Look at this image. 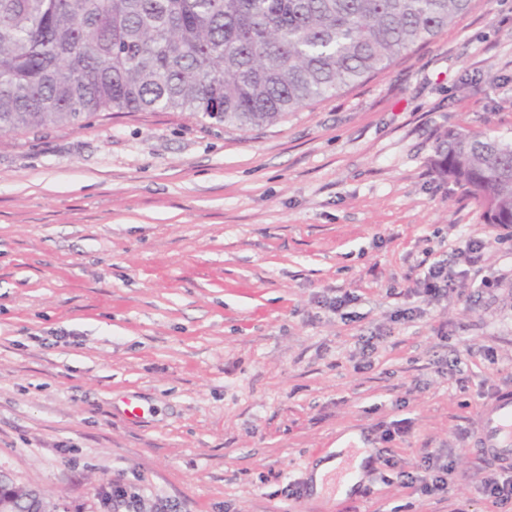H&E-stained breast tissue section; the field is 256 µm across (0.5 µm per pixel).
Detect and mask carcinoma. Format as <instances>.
I'll return each instance as SVG.
<instances>
[{"label":"carcinoma","instance_id":"1","mask_svg":"<svg viewBox=\"0 0 512 512\" xmlns=\"http://www.w3.org/2000/svg\"><path fill=\"white\" fill-rule=\"evenodd\" d=\"M471 0H0V133L98 112L273 124L388 67ZM432 169L512 229V139L444 130ZM21 512L30 489L13 486Z\"/></svg>","mask_w":512,"mask_h":512}]
</instances>
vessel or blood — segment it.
<instances>
[{
	"label": "vessel or blood",
	"mask_w": 512,
	"mask_h": 512,
	"mask_svg": "<svg viewBox=\"0 0 512 512\" xmlns=\"http://www.w3.org/2000/svg\"><path fill=\"white\" fill-rule=\"evenodd\" d=\"M474 446L488 462L512 469V391L499 393L483 406L474 433Z\"/></svg>",
	"instance_id": "vessel-or-blood-1"
}]
</instances>
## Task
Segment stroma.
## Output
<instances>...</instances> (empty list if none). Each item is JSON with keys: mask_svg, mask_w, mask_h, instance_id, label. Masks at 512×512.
Segmentation results:
<instances>
[{"mask_svg": "<svg viewBox=\"0 0 512 512\" xmlns=\"http://www.w3.org/2000/svg\"><path fill=\"white\" fill-rule=\"evenodd\" d=\"M446 128L512 137V0L271 125L100 112L0 135V471L57 512H125L118 487L142 512H512L473 446L512 389V239L458 294L416 291L489 231L431 167ZM356 433L391 465L314 495ZM425 446L455 468L431 498L399 479ZM349 441L359 443L358 439H342L336 443V448H331L327 453L321 455L320 461H318L312 470L311 475V487L316 495L323 494L326 491L328 480L331 475L337 471L341 464L347 460L352 450H359L361 448H346ZM336 453V456H330ZM479 490L495 504L512 501V474L510 471L498 473L496 470L480 481Z\"/></svg>", "mask_w": 512, "mask_h": 512, "instance_id": "obj_1", "label": "stroma"}]
</instances>
